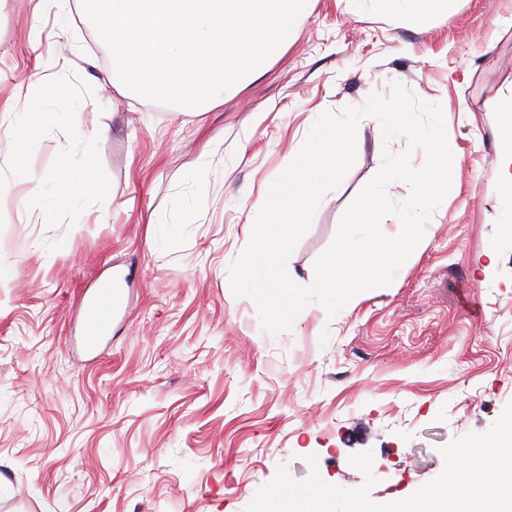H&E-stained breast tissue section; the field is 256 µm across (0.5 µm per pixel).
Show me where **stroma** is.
Masks as SVG:
<instances>
[{
	"mask_svg": "<svg viewBox=\"0 0 512 512\" xmlns=\"http://www.w3.org/2000/svg\"><path fill=\"white\" fill-rule=\"evenodd\" d=\"M395 81L441 106L457 194L391 285L333 316L311 300L267 331L229 273L260 196L310 113L389 97ZM511 88L512 0H459L409 27L386 0H312L285 53L197 116L120 93L87 18L0 0V512H246L281 468L361 487L349 458L367 450L373 503L435 479L443 447L512 403V210L497 177ZM40 112L57 120L16 176L8 132ZM387 151L426 159L363 118L354 165L287 260L300 286ZM84 154L104 197L54 207L56 169ZM117 271L126 308L86 353L81 297Z\"/></svg>",
	"mask_w": 512,
	"mask_h": 512,
	"instance_id": "1",
	"label": "stroma"
}]
</instances>
